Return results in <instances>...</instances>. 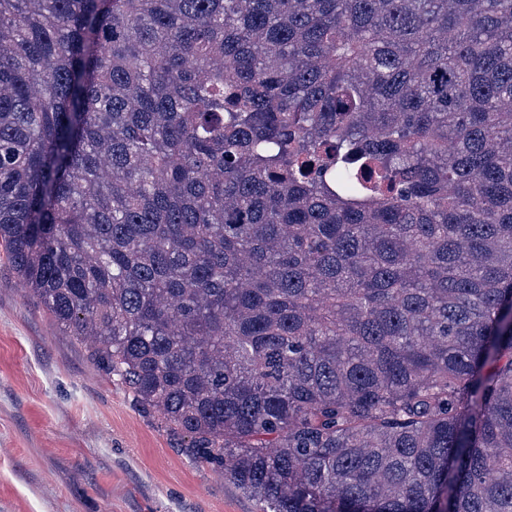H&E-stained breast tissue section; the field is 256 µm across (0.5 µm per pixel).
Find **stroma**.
Returning <instances> with one entry per match:
<instances>
[{
  "mask_svg": "<svg viewBox=\"0 0 512 512\" xmlns=\"http://www.w3.org/2000/svg\"><path fill=\"white\" fill-rule=\"evenodd\" d=\"M143 412L0 254V512H258Z\"/></svg>",
  "mask_w": 512,
  "mask_h": 512,
  "instance_id": "35a3bbf8",
  "label": "stroma"
}]
</instances>
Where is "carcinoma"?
I'll use <instances>...</instances> for the list:
<instances>
[{"label":"carcinoma","mask_w":512,"mask_h":512,"mask_svg":"<svg viewBox=\"0 0 512 512\" xmlns=\"http://www.w3.org/2000/svg\"><path fill=\"white\" fill-rule=\"evenodd\" d=\"M0 243L259 512H512V0H0Z\"/></svg>","instance_id":"obj_1"}]
</instances>
